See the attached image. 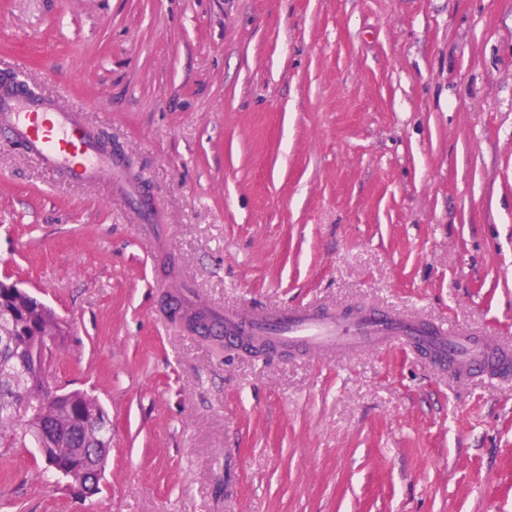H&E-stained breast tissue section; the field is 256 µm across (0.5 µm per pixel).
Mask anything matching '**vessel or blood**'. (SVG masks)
<instances>
[{"label":"vessel or blood","mask_w":512,"mask_h":512,"mask_svg":"<svg viewBox=\"0 0 512 512\" xmlns=\"http://www.w3.org/2000/svg\"><path fill=\"white\" fill-rule=\"evenodd\" d=\"M0 137L35 158L44 168L69 181L85 183L113 177L122 189L132 182L119 158L100 143L96 130L80 115L64 111L23 89L16 79H0ZM210 322L228 343L247 338L265 344L268 352L285 350L314 356H348L370 348L378 352L414 351L459 377L483 373L512 376V345L482 340L446 324L379 310L285 307L277 310L210 311Z\"/></svg>","instance_id":"obj_1"}]
</instances>
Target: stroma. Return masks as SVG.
I'll list each match as a JSON object with an SVG mask.
<instances>
[{"label": "stroma", "mask_w": 512, "mask_h": 512, "mask_svg": "<svg viewBox=\"0 0 512 512\" xmlns=\"http://www.w3.org/2000/svg\"><path fill=\"white\" fill-rule=\"evenodd\" d=\"M118 147L134 193L0 141V280L69 321L96 494L0 512H512V382L399 350L252 356L172 317L395 309L512 342V0H0V74Z\"/></svg>", "instance_id": "35a3bbf8"}]
</instances>
